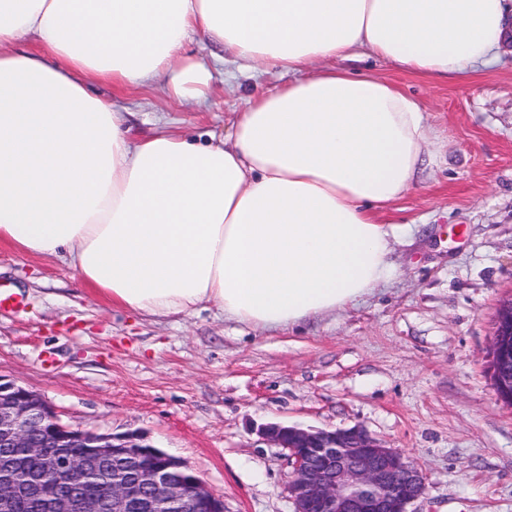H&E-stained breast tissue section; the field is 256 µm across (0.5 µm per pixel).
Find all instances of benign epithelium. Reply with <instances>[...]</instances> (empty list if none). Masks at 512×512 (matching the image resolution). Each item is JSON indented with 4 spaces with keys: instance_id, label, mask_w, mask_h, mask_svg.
<instances>
[{
    "instance_id": "1",
    "label": "benign epithelium",
    "mask_w": 512,
    "mask_h": 512,
    "mask_svg": "<svg viewBox=\"0 0 512 512\" xmlns=\"http://www.w3.org/2000/svg\"><path fill=\"white\" fill-rule=\"evenodd\" d=\"M491 367L498 399L512 407V297L494 324ZM261 434L288 451L294 512H408L426 492V474L416 462L360 427L268 424ZM88 446L90 454L66 452ZM0 448H22L39 462V470L22 473L15 456L0 457V512H15L21 500L33 512H126L132 501L146 512H225L223 497L142 435L73 429L40 394L2 378ZM94 480L106 482L107 493L88 492Z\"/></svg>"
}]
</instances>
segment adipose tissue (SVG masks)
<instances>
[{
    "instance_id": "ef3b65f1",
    "label": "adipose tissue",
    "mask_w": 512,
    "mask_h": 512,
    "mask_svg": "<svg viewBox=\"0 0 512 512\" xmlns=\"http://www.w3.org/2000/svg\"><path fill=\"white\" fill-rule=\"evenodd\" d=\"M512 0H0V242L68 254L113 304L158 317L205 304L229 321L294 327L386 281L404 196L432 137L420 104L345 69L365 54L434 79L487 64ZM237 70L288 86L249 100L231 137L158 128L131 139L90 89L158 77L205 100L191 34ZM34 36L37 49L22 47Z\"/></svg>"
}]
</instances>
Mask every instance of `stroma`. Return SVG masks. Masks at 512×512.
Returning <instances> with one entry per match:
<instances>
[{"instance_id": "35a3bbf8", "label": "stroma", "mask_w": 512, "mask_h": 512, "mask_svg": "<svg viewBox=\"0 0 512 512\" xmlns=\"http://www.w3.org/2000/svg\"><path fill=\"white\" fill-rule=\"evenodd\" d=\"M416 98L439 138L412 191L379 209L407 227L394 271L357 304L285 329L224 320L212 307L161 318L97 296L67 261L0 245V378L39 393L65 425L139 433L185 461L226 512H294L285 450L268 423L361 426L427 474L410 512H512V407L490 370L493 322L512 296V46L460 77L430 79L382 60L349 62ZM291 74L225 80L205 103L165 81L95 91L126 113L131 137L163 117L197 141L224 138L251 94Z\"/></svg>"}]
</instances>
